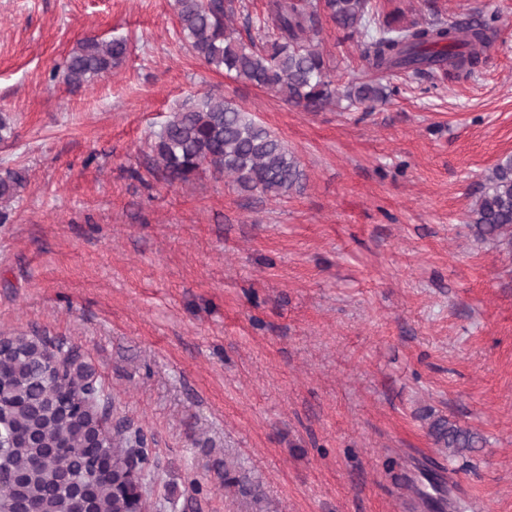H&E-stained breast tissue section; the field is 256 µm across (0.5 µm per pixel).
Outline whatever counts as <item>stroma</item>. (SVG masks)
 Listing matches in <instances>:
<instances>
[{"mask_svg": "<svg viewBox=\"0 0 512 512\" xmlns=\"http://www.w3.org/2000/svg\"><path fill=\"white\" fill-rule=\"evenodd\" d=\"M374 3L499 21L473 76L307 112L193 56L175 0H0V172L27 180L0 224V333L79 350L145 431L161 512H256L228 470L267 512H512V255L468 224L512 153V0ZM116 35L126 62L68 85L77 42ZM319 41L341 82L365 76L331 22ZM207 93L296 154L301 192L166 180L154 134ZM438 416L478 447L442 454Z\"/></svg>", "mask_w": 512, "mask_h": 512, "instance_id": "1", "label": "stroma"}]
</instances>
